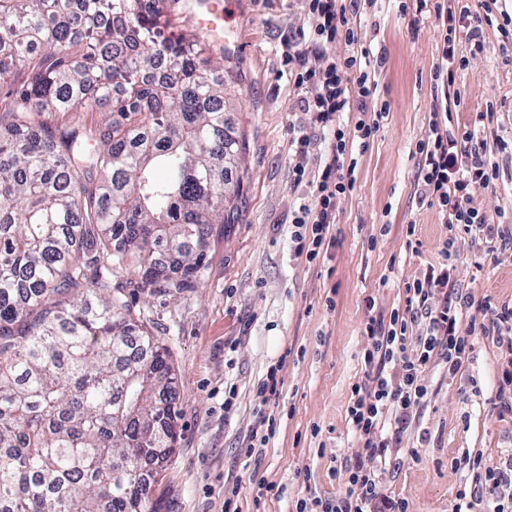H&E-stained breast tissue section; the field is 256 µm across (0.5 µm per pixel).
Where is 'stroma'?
Wrapping results in <instances>:
<instances>
[{"label": "stroma", "instance_id": "1", "mask_svg": "<svg viewBox=\"0 0 512 512\" xmlns=\"http://www.w3.org/2000/svg\"><path fill=\"white\" fill-rule=\"evenodd\" d=\"M224 118L245 142L238 168L234 223L214 225L200 283L173 297L127 296L169 350L176 452L153 496L161 512H221L224 490L239 484L242 512H295L298 500L332 502L344 486L337 470L357 446L346 420L351 389L362 374L366 301L387 316L404 309V284L438 261L448 236L439 206L419 199V145L431 121L456 130L493 108V128L512 138V0H485L481 52L466 29L456 31L462 65L453 83L435 76L442 40L435 17L413 21L400 0H355L354 29L376 60L374 106L385 107L369 145L355 148V183L342 197L333 238L316 262L294 252L292 219L314 203L296 182L289 151L307 120L282 64L284 43L312 31L306 0H223ZM496 185L481 200L494 223L512 235V154L496 155ZM416 241L408 248L407 239ZM457 286L474 303L512 302V262L495 263L482 247L458 245ZM505 356L475 339L470 364L449 374L431 364L428 395L401 435L399 468L381 481L408 512H453L469 474L464 452L488 463L512 458V420L494 408ZM283 381L265 407L273 433L261 453L244 448L259 427L257 390L270 367ZM233 396L225 408V396ZM279 488L261 494L260 482Z\"/></svg>", "mask_w": 512, "mask_h": 512}]
</instances>
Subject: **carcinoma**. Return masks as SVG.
I'll return each mask as SVG.
<instances>
[{
    "label": "carcinoma",
    "instance_id": "obj_1",
    "mask_svg": "<svg viewBox=\"0 0 512 512\" xmlns=\"http://www.w3.org/2000/svg\"><path fill=\"white\" fill-rule=\"evenodd\" d=\"M169 24L167 0H0V79L25 74L0 98V512H160L176 376L125 289L201 280L243 151L224 60Z\"/></svg>",
    "mask_w": 512,
    "mask_h": 512
}]
</instances>
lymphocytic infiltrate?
I'll use <instances>...</instances> for the list:
<instances>
[{"instance_id":"f902f5d3","label":"lymphocytic infiltrate","mask_w":512,"mask_h":512,"mask_svg":"<svg viewBox=\"0 0 512 512\" xmlns=\"http://www.w3.org/2000/svg\"><path fill=\"white\" fill-rule=\"evenodd\" d=\"M307 4L317 20L314 31L298 33L288 41L282 57L311 128L310 133L293 137L291 145L295 178L308 180L316 198L315 205H300L293 219L295 249L313 262L336 221L341 196L354 186L344 165L352 143L368 145L383 113L369 106L375 91L368 71L370 53L359 47L345 7L338 0H307ZM340 42L348 51L338 55L332 48ZM348 112L357 115L349 134L341 122ZM493 122L494 113L487 110L455 132L434 125L420 144V196L439 206L450 233L439 261L406 283L404 311L387 318L368 315L363 325L364 375L353 385L347 409L358 446L342 469L343 494L332 505L318 497L298 501L296 512H408L405 500L383 492L379 475L398 455L400 435L427 393L432 359H441L449 374H457L471 361L477 336L491 338L512 352V305L496 308L484 302L480 317H471L467 314L471 304L456 287L459 235L483 247L496 262L512 261V245H502L499 226L492 224L478 200L495 180L491 157L505 146L503 137L489 134ZM314 131L321 134L325 160L312 171L308 159ZM421 317L428 322L427 331L411 338L408 325ZM462 463L471 473L472 487L459 490V499L485 491L486 512H512V459L490 466L482 456L467 455Z\"/></svg>"}]
</instances>
